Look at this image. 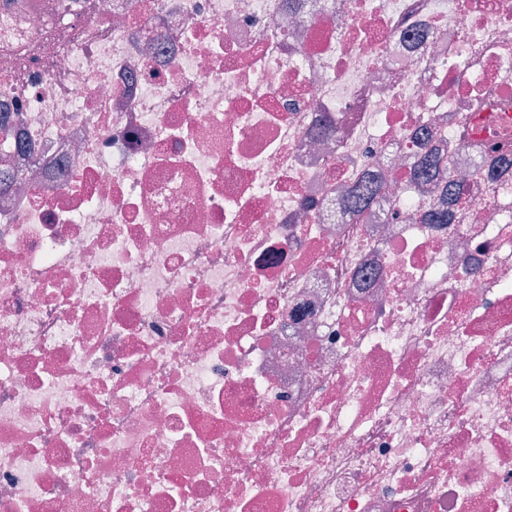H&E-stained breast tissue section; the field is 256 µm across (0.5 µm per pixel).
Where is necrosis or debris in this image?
Instances as JSON below:
<instances>
[{"label":"necrosis or debris","mask_w":512,"mask_h":512,"mask_svg":"<svg viewBox=\"0 0 512 512\" xmlns=\"http://www.w3.org/2000/svg\"><path fill=\"white\" fill-rule=\"evenodd\" d=\"M481 103L512 0H0V512H512ZM415 169L423 188L435 186L436 180L441 178L438 160L431 155L420 156L415 161ZM380 186L374 179L367 176L361 185L356 187L350 195V209L353 211L368 208L376 204Z\"/></svg>","instance_id":"obj_1"}]
</instances>
